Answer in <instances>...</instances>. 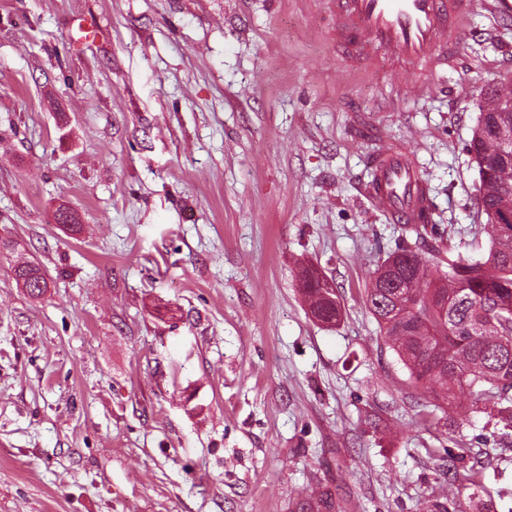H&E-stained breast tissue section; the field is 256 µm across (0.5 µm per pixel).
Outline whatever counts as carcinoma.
Wrapping results in <instances>:
<instances>
[{
  "instance_id": "obj_1",
  "label": "carcinoma",
  "mask_w": 512,
  "mask_h": 512,
  "mask_svg": "<svg viewBox=\"0 0 512 512\" xmlns=\"http://www.w3.org/2000/svg\"><path fill=\"white\" fill-rule=\"evenodd\" d=\"M503 81L484 94L469 142L479 171L478 200L487 217L486 252L448 255L446 269L432 259L438 249L423 241L397 247L376 265L365 303L384 340L408 370L429 386L435 407L452 406L462 395L493 399L498 413L512 418V224L495 216L512 210V160L502 155V137L512 133V90ZM46 274L35 263L14 269L18 287L32 288ZM309 312L324 324L340 316V302L325 295L314 267L298 272Z\"/></svg>"
}]
</instances>
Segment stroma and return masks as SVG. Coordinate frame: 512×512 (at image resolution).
I'll use <instances>...</instances> for the list:
<instances>
[{
  "instance_id": "obj_1",
  "label": "stroma",
  "mask_w": 512,
  "mask_h": 512,
  "mask_svg": "<svg viewBox=\"0 0 512 512\" xmlns=\"http://www.w3.org/2000/svg\"><path fill=\"white\" fill-rule=\"evenodd\" d=\"M466 2L416 97L346 72L325 0H0V512H512L490 402L435 408L364 301L398 245L488 248L468 145L512 15ZM379 136L431 229L365 199ZM43 280L45 288H31L33 282H37L39 279ZM14 280L18 287L24 288L25 291L32 297L39 298L43 296L45 290H47L48 279L42 268L35 263H24L14 269ZM37 290V292L35 291ZM300 290L304 295L309 312L318 321L324 324H334L340 316V302L337 295H333L336 301L328 298L324 292L319 276L314 267L302 266L298 272Z\"/></svg>"
}]
</instances>
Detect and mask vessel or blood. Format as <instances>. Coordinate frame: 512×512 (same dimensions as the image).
I'll return each instance as SVG.
<instances>
[{
  "mask_svg": "<svg viewBox=\"0 0 512 512\" xmlns=\"http://www.w3.org/2000/svg\"><path fill=\"white\" fill-rule=\"evenodd\" d=\"M348 64L370 72L389 65L416 96L428 95L438 72L455 67V47L466 33L461 0H328ZM364 194L399 224H415L430 209L428 187L407 147L382 141L370 155Z\"/></svg>",
  "mask_w": 512,
  "mask_h": 512,
  "instance_id": "vessel-or-blood-1",
  "label": "vessel or blood"
}]
</instances>
